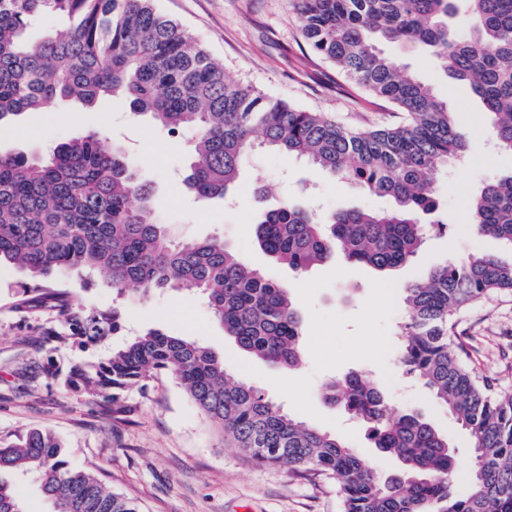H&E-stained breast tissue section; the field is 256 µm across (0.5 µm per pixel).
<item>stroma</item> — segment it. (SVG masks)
Instances as JSON below:
<instances>
[{
	"label": "stroma",
	"mask_w": 512,
	"mask_h": 512,
	"mask_svg": "<svg viewBox=\"0 0 512 512\" xmlns=\"http://www.w3.org/2000/svg\"><path fill=\"white\" fill-rule=\"evenodd\" d=\"M160 14L177 20L195 43L223 63L231 81L355 128L392 125L400 114L385 100L349 87L335 65L317 56L303 39L293 0H154ZM385 55L403 63L455 110L467 132L460 162L436 178L437 212L448 230L430 232L418 255L393 271L332 259L300 274L276 263L257 246L255 212L260 191L329 212L347 207L386 210L379 197L314 170L305 160L262 150L243 169L232 200L202 202L182 179L193 136L135 119L119 98L83 109L45 112L37 129L22 138H0V152L45 154L57 143L101 131L129 149V162L151 181L157 210L177 238H223L239 259L287 283L303 321L302 364L276 371L238 350L225 338L203 298L135 293L117 296L100 275L71 272L51 287L73 291L88 310L121 327L89 342L70 338L42 346L41 334L58 328L50 313L11 311L14 294L27 284L24 271L0 268V445L32 428L54 432L73 466L94 470L106 488L132 500L139 512H340L334 481L313 473L255 465L224 447L175 380L161 373L142 388L122 392L121 413L111 404L63 389L51 371L67 373L150 329L189 338L223 356L232 379L263 390L291 416L367 450L366 429L339 407L324 402L321 388L351 370L364 372L381 389L391 411L413 410L426 418L457 451L456 474L470 469L468 434L428 391L406 375L395 353V332L404 312L402 288L427 270L469 253L512 261V247L479 236L470 224L468 198L481 185L512 173V152L500 149L481 104L467 84L438 71L428 55L407 43L384 44ZM454 343L479 377L498 392L512 391V291L472 302L456 318Z\"/></svg>",
	"instance_id": "1"
}]
</instances>
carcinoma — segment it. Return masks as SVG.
<instances>
[{"instance_id":"carcinoma-1","label":"carcinoma","mask_w":512,"mask_h":512,"mask_svg":"<svg viewBox=\"0 0 512 512\" xmlns=\"http://www.w3.org/2000/svg\"><path fill=\"white\" fill-rule=\"evenodd\" d=\"M149 2L0 0V135L28 134L53 104L119 97L171 133L193 131L183 184L201 200L228 198L258 147L395 200L388 211L321 213L288 200L260 211L259 247L302 273L338 254L380 272L411 261L424 243L421 217L435 211L436 175L463 154L466 133L455 110L386 57L382 43L419 46L468 83L498 146L512 151V0H297L301 35L315 54L403 112L398 125L364 129L226 80L223 64ZM44 14L65 18L66 29L26 41L31 21ZM453 15L469 26L464 40L448 24ZM469 212L476 234L512 246V174L475 193ZM2 264L33 281L11 309L52 311L72 336L97 340L106 329L78 309L71 292L43 282L82 270L104 275L119 295L133 289L146 298L167 288L199 294L238 348L277 369L300 364L302 320L288 285L244 265L222 239L173 240L151 184L99 132L69 138L40 158L0 153ZM503 290H512V262L474 253L403 288L397 357L468 432L465 492L455 487L456 449L419 415L390 412L361 373L329 381L322 394L367 427L370 447L402 461L386 478L362 451L298 421L254 386L229 380L223 358L182 336L139 334L96 363L73 366L64 385L115 401L117 392L168 372L225 445L257 465L335 480L341 512H512V393L492 392L452 345L456 312ZM19 470L38 476L53 512H137L93 471L72 466L48 430L0 446V512H30L3 479Z\"/></svg>"}]
</instances>
